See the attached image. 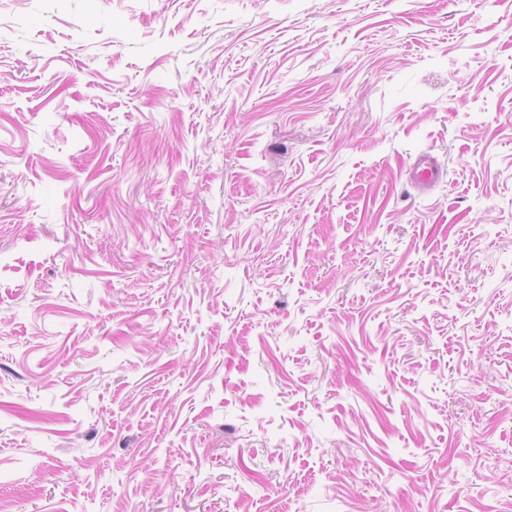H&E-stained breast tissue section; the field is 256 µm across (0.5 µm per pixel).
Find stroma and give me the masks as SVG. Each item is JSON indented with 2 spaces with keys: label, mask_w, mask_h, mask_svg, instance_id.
Wrapping results in <instances>:
<instances>
[{
  "label": "stroma",
  "mask_w": 512,
  "mask_h": 512,
  "mask_svg": "<svg viewBox=\"0 0 512 512\" xmlns=\"http://www.w3.org/2000/svg\"><path fill=\"white\" fill-rule=\"evenodd\" d=\"M0 512H512V0H0ZM441 172L437 160L429 153H423L412 164L410 179L417 186L428 187L438 181Z\"/></svg>",
  "instance_id": "35a3bbf8"
}]
</instances>
